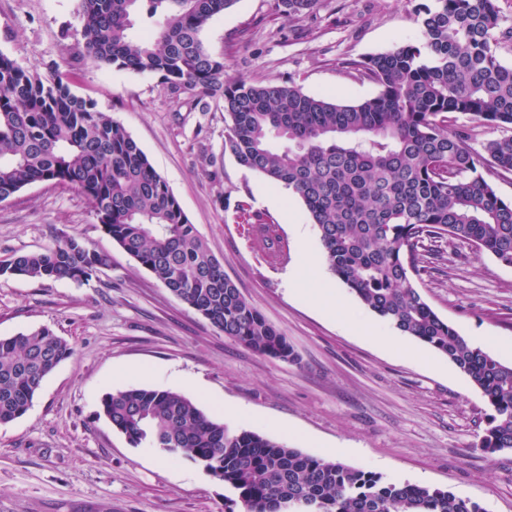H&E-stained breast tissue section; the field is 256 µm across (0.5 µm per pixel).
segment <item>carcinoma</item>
<instances>
[{"instance_id":"cac0c4a2","label":"carcinoma","mask_w":512,"mask_h":512,"mask_svg":"<svg viewBox=\"0 0 512 512\" xmlns=\"http://www.w3.org/2000/svg\"><path fill=\"white\" fill-rule=\"evenodd\" d=\"M236 0H79L81 57L95 67L158 74L173 91L212 99L229 118L224 151L272 187L298 196L317 228L321 258L355 297L401 335L448 358L492 409L482 450L512 449V364L472 344L427 303L415 279L461 242L512 266V202L492 179L512 175V135L488 141L450 128L465 113L512 126V24L496 0H435L421 37L358 60L349 75L379 86L360 103L306 94L264 76L224 80V59L201 35ZM324 0H278L288 19ZM153 26L139 42L132 15ZM283 140L275 148L271 138ZM37 182L72 187L102 232L175 297L245 349L297 361L288 338L224 273L166 180L126 128L71 91L63 76L26 69L0 52V201ZM274 266L288 261L280 226L251 225ZM108 252L64 235L41 251L0 261V275L83 284ZM73 355L47 328L0 337V425L21 418L43 380ZM98 416L134 448L183 456L233 489L244 512H486L448 490L404 482L309 455L261 433L231 432L184 394L109 391Z\"/></svg>"}]
</instances>
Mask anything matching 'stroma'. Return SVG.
<instances>
[{
	"label": "stroma",
	"mask_w": 512,
	"mask_h": 512,
	"mask_svg": "<svg viewBox=\"0 0 512 512\" xmlns=\"http://www.w3.org/2000/svg\"><path fill=\"white\" fill-rule=\"evenodd\" d=\"M275 0H236L202 38L224 77L289 80L314 97L358 103L376 84L349 77L357 59L417 40V15L433 0H324L291 21ZM77 0H0V52L20 66L59 72L72 91L124 125L167 181L225 273L293 346L287 363L246 350L188 308L99 229L92 203L49 183L0 201V259L39 251L61 234L109 251L86 284L0 276V337L41 327L66 339L71 358L45 379L28 412L0 426V512H225L234 492L189 459L132 447L98 411L108 391L181 392L207 414L238 408L229 430H251L303 452L442 488L512 512V450L484 452L490 413L481 392L447 357L404 336L377 346L355 321L389 326L350 298L325 317L294 298L288 273L301 247L320 251L302 201L272 189L224 151V113L159 75L96 68L79 54ZM246 211H239V204ZM273 220L290 245L268 266L249 227ZM419 288L435 312L505 363L512 353V267L445 243Z\"/></svg>",
	"instance_id": "stroma-1"
}]
</instances>
